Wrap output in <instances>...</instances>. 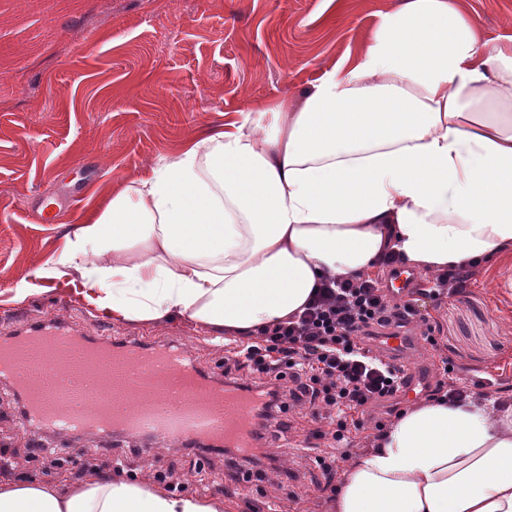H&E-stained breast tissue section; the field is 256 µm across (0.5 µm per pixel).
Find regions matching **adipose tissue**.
Wrapping results in <instances>:
<instances>
[{"instance_id": "1", "label": "adipose tissue", "mask_w": 512, "mask_h": 512, "mask_svg": "<svg viewBox=\"0 0 512 512\" xmlns=\"http://www.w3.org/2000/svg\"><path fill=\"white\" fill-rule=\"evenodd\" d=\"M395 251L438 273L497 260L512 286V34L455 0H401L364 51L258 113L228 112L113 189L8 301L80 284L115 322L215 342L301 313ZM332 512H512V410L420 401L356 456ZM0 512H224L148 480L0 478Z\"/></svg>"}]
</instances>
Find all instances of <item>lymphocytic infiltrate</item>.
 Wrapping results in <instances>:
<instances>
[{"mask_svg": "<svg viewBox=\"0 0 512 512\" xmlns=\"http://www.w3.org/2000/svg\"><path fill=\"white\" fill-rule=\"evenodd\" d=\"M477 274L474 265L448 268L400 301L389 297L375 277L324 285L297 319L240 342L224 359V382L261 397L256 430L266 428L286 404L305 410L316 424L310 437L331 447L316 463L326 480H333L338 471L334 450L350 445L352 432L364 427V414L383 405L391 414L399 412L393 401L402 379L393 358L370 347L376 329L428 322L416 307L419 300L465 294ZM459 371L452 358H445L442 374L425 388L426 399L463 402L497 392L495 380L468 383Z\"/></svg>", "mask_w": 512, "mask_h": 512, "instance_id": "f902f5d3", "label": "lymphocytic infiltrate"}]
</instances>
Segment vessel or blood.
Masks as SVG:
<instances>
[{"instance_id":"vessel-or-blood-1","label":"vessel or blood","mask_w":512,"mask_h":512,"mask_svg":"<svg viewBox=\"0 0 512 512\" xmlns=\"http://www.w3.org/2000/svg\"><path fill=\"white\" fill-rule=\"evenodd\" d=\"M29 346L19 370L0 372L20 398L24 426L61 437L98 432L147 435L179 442L225 445L249 453L257 394L212 391L211 381L180 345H113L108 335L83 333L58 319H42L0 336V349ZM108 363L110 386L99 382ZM138 384L140 397L126 391Z\"/></svg>"}]
</instances>
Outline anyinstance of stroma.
Listing matches in <instances>:
<instances>
[{
	"mask_svg": "<svg viewBox=\"0 0 512 512\" xmlns=\"http://www.w3.org/2000/svg\"><path fill=\"white\" fill-rule=\"evenodd\" d=\"M399 0H0V291L43 263L58 244L60 225L81 216L112 187L142 177L172 157L187 138L221 121L296 93L344 60L359 55L378 15ZM491 37L512 32V0H456ZM58 203L43 223L41 197ZM430 315L439 351L413 339L402 357L433 381L445 357L464 378L496 377L512 387V293L480 266L469 292L418 303ZM58 318L113 339L184 346L206 372L222 373L225 351L183 321L115 323L92 314L66 286L21 305L0 303V333L26 321ZM270 428L271 449L299 475L288 487L271 480H232L223 458L199 465L183 445L145 436L84 435L70 440L103 449L105 473L152 477L172 471L183 492L220 495L224 512H330L329 492L315 458L323 441L307 438V419L286 406ZM54 433L22 425L15 397L0 387V475L42 479L34 440Z\"/></svg>",
	"mask_w": 512,
	"mask_h": 512,
	"instance_id": "stroma-1",
	"label": "stroma"
}]
</instances>
